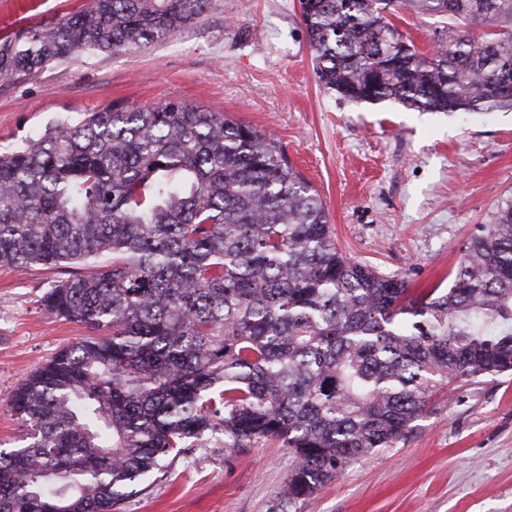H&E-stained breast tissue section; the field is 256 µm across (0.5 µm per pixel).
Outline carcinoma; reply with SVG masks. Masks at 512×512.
<instances>
[{
    "mask_svg": "<svg viewBox=\"0 0 512 512\" xmlns=\"http://www.w3.org/2000/svg\"><path fill=\"white\" fill-rule=\"evenodd\" d=\"M209 0H89L0 40V76L146 47ZM452 24L429 55L384 10ZM315 75L356 102L512 107V0H307ZM91 265L46 311L104 332L27 375L0 448V512H114L187 442L291 450L310 496L403 438L437 388L512 371V204L462 249L451 285L406 281L336 244L312 186L249 124L168 102L59 119L0 152V267ZM51 469L55 483L37 476Z\"/></svg>",
    "mask_w": 512,
    "mask_h": 512,
    "instance_id": "obj_1",
    "label": "carcinoma"
}]
</instances>
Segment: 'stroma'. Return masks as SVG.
<instances>
[{"instance_id":"1","label":"stroma","mask_w":512,"mask_h":512,"mask_svg":"<svg viewBox=\"0 0 512 512\" xmlns=\"http://www.w3.org/2000/svg\"><path fill=\"white\" fill-rule=\"evenodd\" d=\"M88 0H0V37ZM171 101L223 114L273 137L320 195L340 250L404 278L411 295L448 286L462 247L512 202V110L420 112L353 102L316 80L299 0H210L175 36L144 49L75 54L0 78V148L53 120ZM60 269L0 268V446H21L7 402L20 381L87 326L41 298ZM282 441L242 450L191 441L117 512H512V374L437 392L403 438L347 464L292 502Z\"/></svg>"}]
</instances>
